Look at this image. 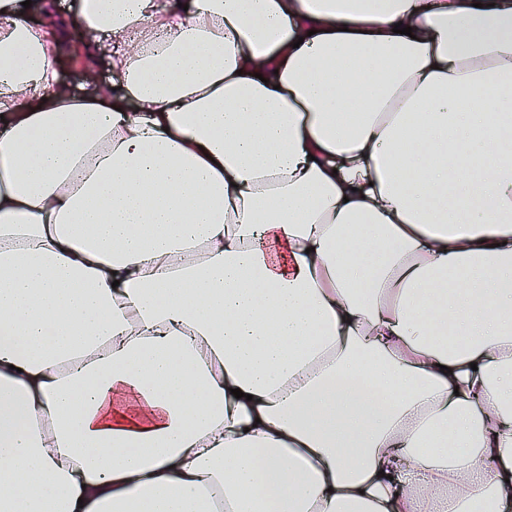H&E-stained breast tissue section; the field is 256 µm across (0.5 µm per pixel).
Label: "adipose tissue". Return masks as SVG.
Masks as SVG:
<instances>
[{
  "mask_svg": "<svg viewBox=\"0 0 512 512\" xmlns=\"http://www.w3.org/2000/svg\"><path fill=\"white\" fill-rule=\"evenodd\" d=\"M22 2L0 512H502L512 0ZM70 33L73 46L67 54L63 55L58 60L56 65L58 83L71 84L72 87L81 85L85 82L97 83L101 87L106 86L95 79L92 69L87 70L88 77L87 81H85L83 76V72L85 71L84 66L87 67V65H89L90 67L96 68L99 78L112 88V80L113 78L115 80V77L112 74V68L108 60V64L105 61L99 62L98 56L93 55L91 61L88 62L85 50L79 44L80 36L74 23L70 27Z\"/></svg>",
  "mask_w": 512,
  "mask_h": 512,
  "instance_id": "1",
  "label": "adipose tissue"
}]
</instances>
